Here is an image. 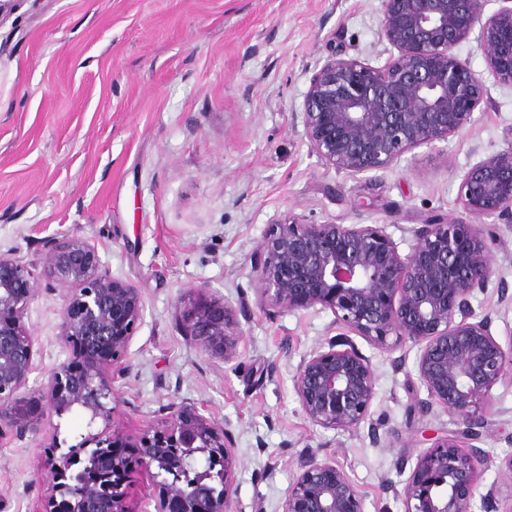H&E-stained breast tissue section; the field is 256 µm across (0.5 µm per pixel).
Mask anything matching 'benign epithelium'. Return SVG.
Here are the masks:
<instances>
[{"label": "benign epithelium", "mask_w": 512, "mask_h": 512, "mask_svg": "<svg viewBox=\"0 0 512 512\" xmlns=\"http://www.w3.org/2000/svg\"><path fill=\"white\" fill-rule=\"evenodd\" d=\"M486 0H382L380 33L396 53L382 66L332 56L313 74L301 112L303 135L325 165L350 176L382 170L420 147H436L472 125L487 97L482 75L455 53L477 33L488 73L512 84V0L486 16ZM462 215L432 217L413 230L415 245L401 256L379 224L270 226L255 250L254 294L263 310L333 315L336 336L304 355L294 390L306 418L337 431L368 425L376 375L355 344L359 336L388 353L395 340L417 347L416 370L427 398L411 415L447 412L457 429L429 438L397 497L403 512H499L500 486L480 487L490 459L480 447L492 387L512 374V338L492 334V313L472 299L491 283L495 225L512 223V146L468 168L459 188ZM64 288L59 338L83 363L63 362L40 394L49 411L75 408L97 433L61 450L48 445L50 493L41 512H128L129 473L155 469L153 509L140 512H236L235 440L203 406L173 403L171 424L148 429L135 442L112 420V385L126 370L130 340L144 311L139 288L103 268L87 239L53 238L40 272L0 252V439L38 427L18 404L37 354L25 322L39 282ZM249 302L196 288L174 305L183 336L224 361L237 357ZM283 512H364V498L333 458L297 457Z\"/></svg>", "instance_id": "7a95c632"}]
</instances>
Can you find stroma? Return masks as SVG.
Returning a JSON list of instances; mask_svg holds the SVG:
<instances>
[{"mask_svg": "<svg viewBox=\"0 0 512 512\" xmlns=\"http://www.w3.org/2000/svg\"><path fill=\"white\" fill-rule=\"evenodd\" d=\"M380 18L381 0H0V251L34 265L49 239L84 237L105 269L141 289L113 420L133 442L166 426L170 404L205 406L235 437L239 512H282L306 449L336 460L365 512H402L397 458L416 460L428 437L454 427L440 409L410 417L427 396L410 341L391 354L356 341L377 379L376 444L363 428L313 425L297 401L296 367L334 336L331 312L252 307L229 362L197 351L173 318L196 288L232 303L252 295L254 249L275 223L381 224L408 255L428 216H459L464 171L512 144V85L490 78L473 124L437 148L356 177L324 165L299 117L309 79L332 53L383 65L393 49ZM492 265L494 283L473 307L492 312L504 342L512 306L496 284L512 287V224L497 227ZM60 303L43 290L28 308L38 353L21 404H38L69 356ZM396 355L406 358L399 371ZM491 395L483 481L500 482L507 506L512 483L499 468L512 455V377ZM87 422L47 412L39 429L0 440L8 512H40L49 433L68 447Z\"/></svg>", "mask_w": 512, "mask_h": 512, "instance_id": "obj_1", "label": "stroma"}]
</instances>
